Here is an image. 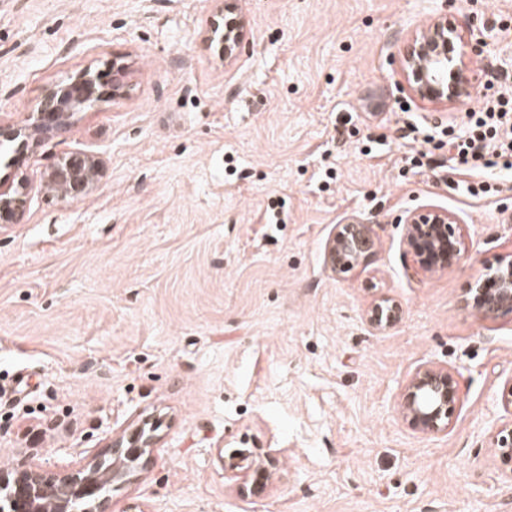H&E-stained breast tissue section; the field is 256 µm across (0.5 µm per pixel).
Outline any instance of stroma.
Listing matches in <instances>:
<instances>
[{
	"instance_id": "obj_1",
	"label": "stroma",
	"mask_w": 512,
	"mask_h": 512,
	"mask_svg": "<svg viewBox=\"0 0 512 512\" xmlns=\"http://www.w3.org/2000/svg\"><path fill=\"white\" fill-rule=\"evenodd\" d=\"M238 4L247 38L224 64L203 39L211 0H0V123L87 67L125 63L131 84L0 157L5 184L73 152L104 162L82 200L34 191L0 223V387L18 390L0 407V470L107 458L153 417L154 456L113 486L114 512H512L489 432L512 386V312L464 302L512 251V171L482 199L447 151L418 171L470 103L399 88L408 38L445 14L472 24L483 83L512 92V0ZM426 205L468 226L467 258L439 275L400 243ZM353 221L373 225L375 253L339 278L326 244ZM381 296L402 317L377 332L364 313ZM426 362L461 397L437 435L398 409ZM271 449L257 495L220 462Z\"/></svg>"
}]
</instances>
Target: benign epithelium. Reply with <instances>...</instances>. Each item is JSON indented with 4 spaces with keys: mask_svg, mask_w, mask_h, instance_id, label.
Instances as JSON below:
<instances>
[{
    "mask_svg": "<svg viewBox=\"0 0 512 512\" xmlns=\"http://www.w3.org/2000/svg\"><path fill=\"white\" fill-rule=\"evenodd\" d=\"M205 41L212 54L223 62L239 55L246 40V22L234 0H214ZM472 29L446 15H440L425 28L412 34L401 61V75L407 90L431 104H454L475 93L477 77L466 59ZM126 67L113 63L112 79L86 69L76 76L52 84L28 118L17 124L0 125V139L16 144L22 152L38 144L51 131L69 126L94 105L127 95ZM102 160L91 153L75 152L62 157L39 180L38 188L53 192L66 203L83 199L100 181ZM31 183L26 175L7 187L0 185V223L17 224L23 215ZM466 225L455 215L432 206L407 213L403 220L402 246L425 272L447 271L459 264L466 253ZM373 225L351 222L336 225L327 244L326 262L340 276L367 263L373 255ZM471 307L483 319L498 314L501 306L512 307V251L501 255L471 296ZM402 315L401 306L389 298L375 301L366 311L371 328L384 331ZM460 396L453 372L435 364L418 367L408 379L399 410L420 432L436 435L449 429ZM509 420L501 423L491 439L501 459L512 465V386L502 394ZM157 437L144 422L131 423L112 441L111 459L104 464L96 457H84L70 469L46 474L40 468L25 466L0 472V488L9 489L10 501L18 512H44L47 489L55 488V512H73L72 503L94 497L92 510L104 512L108 499L99 497L104 484L126 481L133 468L154 452ZM228 470L233 477L251 485L254 491L265 487L266 467L244 453L230 457Z\"/></svg>",
    "mask_w": 512,
    "mask_h": 512,
    "instance_id": "1",
    "label": "benign epithelium"
}]
</instances>
